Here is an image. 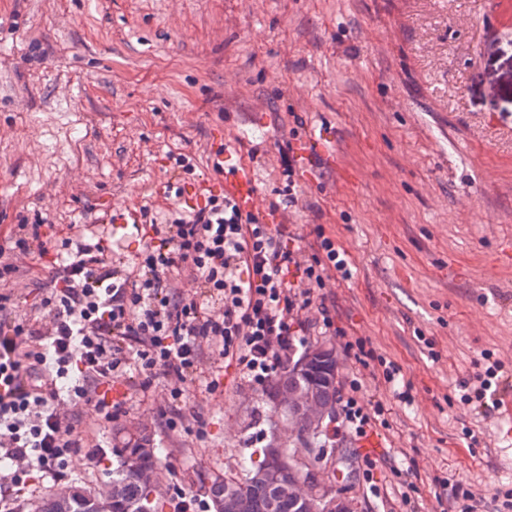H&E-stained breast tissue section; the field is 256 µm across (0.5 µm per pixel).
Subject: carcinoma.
I'll use <instances>...</instances> for the list:
<instances>
[{
    "instance_id": "1",
    "label": "carcinoma",
    "mask_w": 512,
    "mask_h": 512,
    "mask_svg": "<svg viewBox=\"0 0 512 512\" xmlns=\"http://www.w3.org/2000/svg\"><path fill=\"white\" fill-rule=\"evenodd\" d=\"M316 363L320 364V367L310 375L283 371L278 380L266 390L267 400L274 402L280 387L291 386L308 391L313 398L325 406H336V362L326 358L318 359ZM146 445H151V439L147 435H142L125 443L118 452L121 464L116 471L112 472V481L120 486L122 504L120 512H143L145 507H150L152 512H157V507L151 506L152 491L143 486L126 468V457L133 454L137 455L141 466H156L157 460L154 453L136 452V449ZM230 486L236 488L237 504L242 508V512H303L302 506L292 496L277 492L276 486L267 479L264 468L259 464L245 470L236 483L227 482L220 476L207 479L210 501L224 499V492ZM90 492L91 489L77 485L74 487V494L67 500L51 493L38 502L35 512H88L87 499Z\"/></svg>"
}]
</instances>
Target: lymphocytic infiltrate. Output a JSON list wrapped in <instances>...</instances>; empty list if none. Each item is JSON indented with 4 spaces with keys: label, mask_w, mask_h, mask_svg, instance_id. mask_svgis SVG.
<instances>
[{
    "label": "lymphocytic infiltrate",
    "mask_w": 512,
    "mask_h": 512,
    "mask_svg": "<svg viewBox=\"0 0 512 512\" xmlns=\"http://www.w3.org/2000/svg\"><path fill=\"white\" fill-rule=\"evenodd\" d=\"M152 230L131 261L108 256L98 242L64 241L53 286L40 300L50 327L15 321L0 330V460L17 491L32 472L56 479L72 471L85 437L61 414V399L92 405L104 423L124 413L106 391L115 377L133 376L143 393L158 377L173 379L176 400L196 383L218 392L222 381L203 363L207 346L261 385L301 345L310 323L331 331L352 363L367 367L365 341L337 326L323 293L349 274L335 239L317 233L315 252L304 253L288 222L269 226L225 194L169 209ZM53 250L32 225L0 245V278ZM291 270L297 282L288 281ZM183 275L197 285L193 296L175 285ZM336 404L344 430L355 436L388 422L385 404L364 397L358 379L343 386Z\"/></svg>",
    "instance_id": "obj_1"
}]
</instances>
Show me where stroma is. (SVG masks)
<instances>
[{
  "instance_id": "obj_1",
  "label": "stroma",
  "mask_w": 512,
  "mask_h": 512,
  "mask_svg": "<svg viewBox=\"0 0 512 512\" xmlns=\"http://www.w3.org/2000/svg\"><path fill=\"white\" fill-rule=\"evenodd\" d=\"M290 112L305 123L294 138L276 121ZM331 132L351 185L301 167L289 202L280 148ZM219 148L254 171L266 224L290 219L308 252L319 228L345 250L350 274L325 294L373 353L363 395L391 410L379 447L345 433L301 462L358 512H453L456 482L496 512L512 494V437L462 384L495 362L512 375V0H0V243L40 219L53 243L83 224L132 258L146 240L112 232L110 209L159 218L199 187L223 192ZM173 153L194 158L196 178L174 177ZM51 279L45 263L0 280L13 317L48 324L33 302ZM221 377L223 393L198 385L178 403L166 379L141 400L116 379L127 412L106 425L64 403L107 444L81 449L78 482L106 484L115 448L141 430L163 498L242 473L275 415L264 387L232 367Z\"/></svg>"
}]
</instances>
